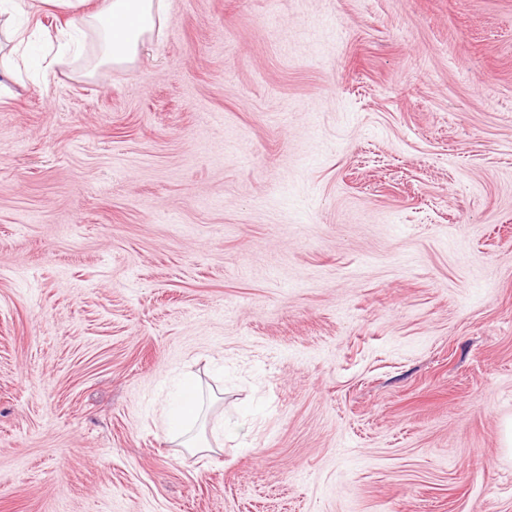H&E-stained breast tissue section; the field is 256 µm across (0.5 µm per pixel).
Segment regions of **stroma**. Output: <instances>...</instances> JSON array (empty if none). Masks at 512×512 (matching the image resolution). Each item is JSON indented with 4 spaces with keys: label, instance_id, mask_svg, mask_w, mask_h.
Here are the masks:
<instances>
[{
    "label": "stroma",
    "instance_id": "obj_1",
    "mask_svg": "<svg viewBox=\"0 0 512 512\" xmlns=\"http://www.w3.org/2000/svg\"><path fill=\"white\" fill-rule=\"evenodd\" d=\"M97 53L0 91V512H512V0ZM201 404L199 384L194 379L185 377L173 408L163 415L165 428L172 431L171 438H179L190 428V422L197 418Z\"/></svg>",
    "mask_w": 512,
    "mask_h": 512
}]
</instances>
